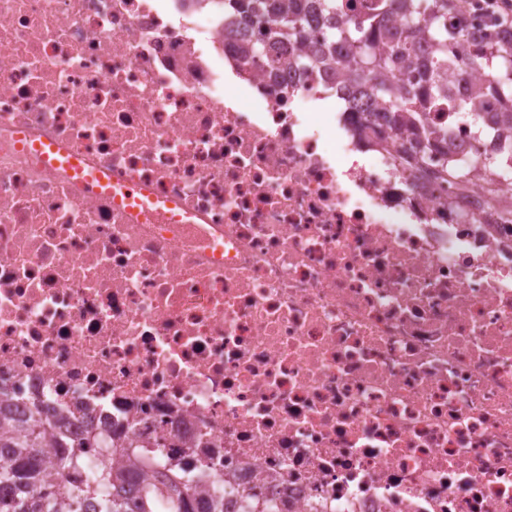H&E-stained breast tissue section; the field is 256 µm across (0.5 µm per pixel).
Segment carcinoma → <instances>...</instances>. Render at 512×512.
Returning <instances> with one entry per match:
<instances>
[{
	"mask_svg": "<svg viewBox=\"0 0 512 512\" xmlns=\"http://www.w3.org/2000/svg\"><path fill=\"white\" fill-rule=\"evenodd\" d=\"M224 19L230 23L249 22L255 25L251 39L240 50L254 58L259 48H266L262 61L271 68L288 65V58L278 53V46L288 39L302 37L303 30L316 21L324 25V47L331 53L336 43L346 52L336 58V66L362 91L370 101L369 111L383 113L388 128L407 137L404 162L419 166L430 176L445 179L457 172L425 166L426 157L448 147V127L431 117L433 112H446L471 107L473 98L458 100L442 75L448 70V15L466 22L468 15L456 0H375L372 13L346 22L350 0H222ZM402 16L407 26L392 34L390 50H377L375 38L387 30L390 18ZM489 27L505 42L488 51L475 47L466 65L483 70L490 79L474 89V98L487 95L500 99L504 111L496 123L512 129V27L504 28L493 19ZM407 87V96L399 108L388 105L397 96L399 86ZM34 413L21 420L15 417L10 405L0 406V487L11 494L0 495V512H84L96 498L104 500L102 512H154V500L163 493L170 512H224V504L209 502L197 491L177 479L173 467H166L153 476L145 496L130 509L121 495L124 484L133 485L141 479L142 465L137 459L129 461L124 470H114L105 451L106 440L99 432L90 430L81 437H72L65 430L67 415L43 404L32 402ZM64 449L59 465L68 470L62 483H48L45 470L48 460L43 448L47 443ZM98 449V465L84 468V459L91 448Z\"/></svg>",
	"mask_w": 512,
	"mask_h": 512,
	"instance_id": "obj_1",
	"label": "carcinoma"
}]
</instances>
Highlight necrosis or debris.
Here are the masks:
<instances>
[{
	"mask_svg": "<svg viewBox=\"0 0 512 512\" xmlns=\"http://www.w3.org/2000/svg\"><path fill=\"white\" fill-rule=\"evenodd\" d=\"M239 42L220 0H0V400L224 512H512L505 131L442 113L468 182L425 179Z\"/></svg>",
	"mask_w": 512,
	"mask_h": 512,
	"instance_id": "1",
	"label": "necrosis or debris"
}]
</instances>
